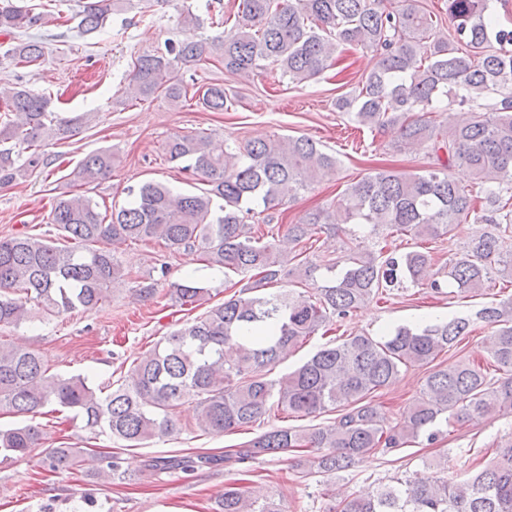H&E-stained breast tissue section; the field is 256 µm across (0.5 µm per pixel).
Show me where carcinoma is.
<instances>
[{"instance_id": "carcinoma-1", "label": "carcinoma", "mask_w": 512, "mask_h": 512, "mask_svg": "<svg viewBox=\"0 0 512 512\" xmlns=\"http://www.w3.org/2000/svg\"><path fill=\"white\" fill-rule=\"evenodd\" d=\"M493 0H447L453 32L432 38L434 21L419 0H240L234 25L222 38L197 34L203 20L190 8L182 22L190 35L169 41L165 52L134 62L121 101L164 95L178 105L187 99L183 74L209 61L231 74L248 75L272 61L296 83L321 75L342 46L371 48L378 60L361 80L358 94L342 96L336 108L369 129L395 128L398 143L428 146L435 166L415 174L389 169L370 172L346 185L333 206L306 212L285 233L264 240L265 212L300 189L336 173L337 159L305 136L250 141L232 153L202 133L176 135L164 145L167 160L199 178V192H175L146 182L130 189L133 200L101 213L86 195H59L48 215L55 238L26 232L0 238V327L18 326L81 309L103 306L112 286L130 279L108 244L157 242L171 254L199 253L224 275L255 273L223 302L160 339L129 370L128 379L103 396L82 375L49 373L33 349L0 343V411L34 415L48 405L80 415L85 427L106 429L128 447L166 440L181 431L175 410L195 404V425L224 434L251 426L272 408L300 417L341 409L325 427H272L224 460L242 464L262 455L306 449L297 461L305 474L332 475L378 450L393 451L428 434L441 421H469L512 409V299L481 310L492 328L483 348L487 363L502 371L488 377L480 362L428 371L419 396L395 425L386 424L377 392L393 385L401 368L428 366L472 333L469 319L451 316L423 328L397 326L378 336L359 334L330 340L277 380L267 368L285 360L311 336L371 300L409 282L440 294L452 284L461 296H478L494 275L512 280V28L493 19ZM127 0H81L76 16L83 34L102 29ZM50 22L48 15L5 0L0 35L9 37L3 58L23 66L45 61V43L22 38L24 30ZM198 101L210 112L232 108L224 86L209 84ZM459 109L444 131L428 115L440 104ZM0 121V188L44 164L41 149L87 125L92 113L62 118L53 100L20 85L4 101ZM467 168L468 188L451 171ZM115 155L99 149L83 158L67 179L74 187L98 184L112 175ZM262 202L263 210L253 204ZM471 217L491 230L461 247L448 281L432 277V251L400 256L374 242L349 249L342 268L297 260L296 247L330 224H355L370 237H445L451 225ZM295 267L288 268L290 262ZM310 281L313 292L264 293L282 277ZM170 300L201 306L210 289L187 276L169 284ZM37 426L0 428V459L24 458L40 440ZM86 448H53L45 456L50 473L82 466ZM98 473L119 475L118 457L99 458ZM178 457H150L148 470L192 471L208 464ZM215 512H287L272 499L259 501L232 484ZM328 512H512V441L495 449L493 461L453 482L416 475L367 495H349Z\"/></svg>"}]
</instances>
